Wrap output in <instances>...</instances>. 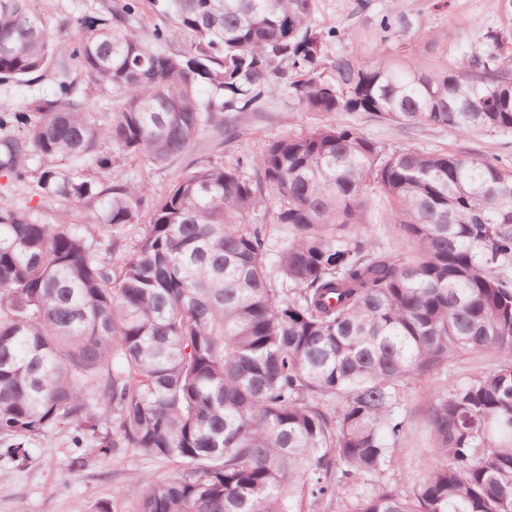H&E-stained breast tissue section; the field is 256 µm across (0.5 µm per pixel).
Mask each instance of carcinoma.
Returning <instances> with one entry per match:
<instances>
[{"label":"carcinoma","instance_id":"obj_1","mask_svg":"<svg viewBox=\"0 0 512 512\" xmlns=\"http://www.w3.org/2000/svg\"><path fill=\"white\" fill-rule=\"evenodd\" d=\"M35 2L0 0V83L53 72L56 89L0 106V175L91 214L43 224L0 195L5 454L71 425L77 448L96 437L101 455L178 465L128 486L137 512H302L367 478L352 512H512V167L328 122L270 143L254 180L239 160L209 164L155 199L120 169L166 164L282 89L305 112L512 132V30L487 31L467 67L343 54L325 78L337 33L312 27L313 0H165L169 25L147 38L145 0H101L56 32ZM267 189L292 230L273 260L248 224ZM457 349L500 363L436 390L418 479L380 483L410 385Z\"/></svg>","mask_w":512,"mask_h":512}]
</instances>
